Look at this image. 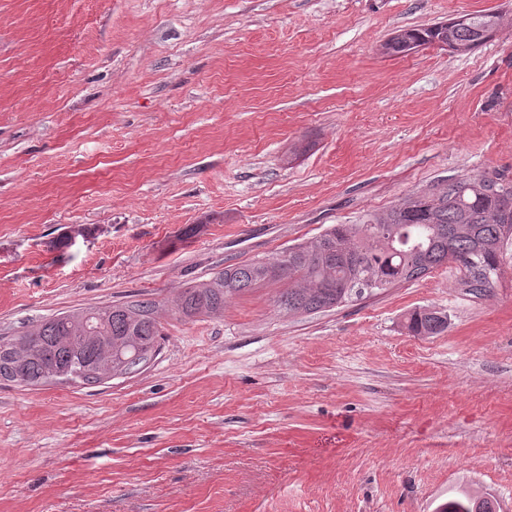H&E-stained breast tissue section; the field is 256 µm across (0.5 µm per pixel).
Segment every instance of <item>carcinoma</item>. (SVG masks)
<instances>
[{
  "instance_id": "obj_1",
  "label": "carcinoma",
  "mask_w": 512,
  "mask_h": 512,
  "mask_svg": "<svg viewBox=\"0 0 512 512\" xmlns=\"http://www.w3.org/2000/svg\"><path fill=\"white\" fill-rule=\"evenodd\" d=\"M472 26L453 22L397 31L386 42L389 54L407 52L409 44H429L452 33L473 49L492 31L480 32L484 13L472 15ZM512 240V180L475 178L446 183L432 192L417 193L365 224H336L311 241L294 244L276 257L233 264L211 278L182 288L173 314L181 320L220 317L224 302L268 284L288 281L276 303L289 315L311 314L338 307L352 299L377 295L398 283L413 282L448 263L457 265L461 284L475 296L495 288L492 275ZM159 305L144 299L89 309L104 314L102 334L112 337L124 355L139 353L150 361L159 351L162 325ZM84 312L51 316L9 338H0V378L25 386L52 381L92 385L91 362L101 351L93 341L71 342L76 321ZM406 328L414 336H435L448 328V317L416 309ZM17 343L30 356L21 363L9 358ZM436 512H497L488 497L466 490L441 503Z\"/></svg>"
}]
</instances>
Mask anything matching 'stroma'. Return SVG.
<instances>
[{
  "label": "stroma",
  "mask_w": 512,
  "mask_h": 512,
  "mask_svg": "<svg viewBox=\"0 0 512 512\" xmlns=\"http://www.w3.org/2000/svg\"><path fill=\"white\" fill-rule=\"evenodd\" d=\"M500 12L464 55L396 30ZM512 178V0H0V336L159 303L95 386L0 381V512H512V247L310 315L184 283L410 195ZM197 234L183 238L185 228ZM446 314L411 335L410 311ZM436 512H497L496 503L488 497L474 495L466 490L448 497Z\"/></svg>",
  "instance_id": "obj_1"
}]
</instances>
